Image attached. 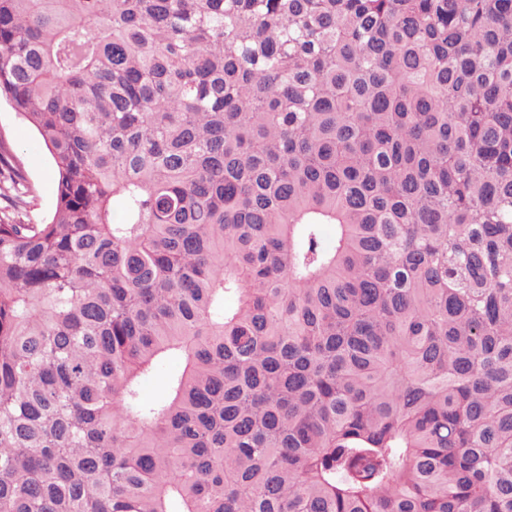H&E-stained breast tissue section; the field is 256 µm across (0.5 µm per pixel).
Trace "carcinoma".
<instances>
[{
    "mask_svg": "<svg viewBox=\"0 0 512 512\" xmlns=\"http://www.w3.org/2000/svg\"><path fill=\"white\" fill-rule=\"evenodd\" d=\"M1 97L0 512H512V0H0ZM0 139L25 168L34 187L33 214L47 218L55 203L57 179L53 161L35 131L0 100ZM180 367V360L177 357H171L165 361V364L151 375L142 386V393L146 399H156L160 397L166 389L168 377Z\"/></svg>",
    "mask_w": 512,
    "mask_h": 512,
    "instance_id": "cac0c4a2",
    "label": "carcinoma"
}]
</instances>
